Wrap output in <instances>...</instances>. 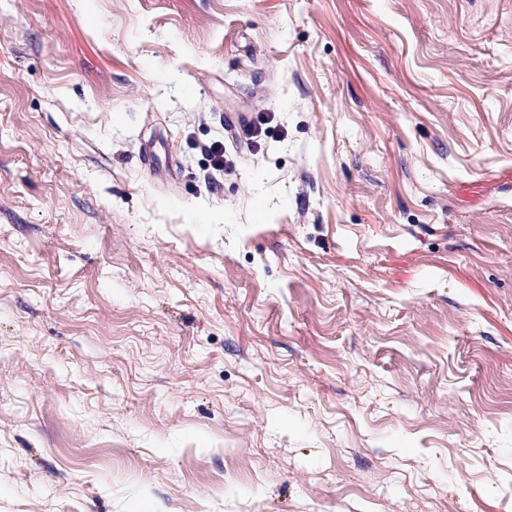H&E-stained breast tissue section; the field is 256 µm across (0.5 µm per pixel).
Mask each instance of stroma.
Returning a JSON list of instances; mask_svg holds the SVG:
<instances>
[{
    "label": "stroma",
    "instance_id": "obj_1",
    "mask_svg": "<svg viewBox=\"0 0 512 512\" xmlns=\"http://www.w3.org/2000/svg\"><path fill=\"white\" fill-rule=\"evenodd\" d=\"M0 512H512V0H0Z\"/></svg>",
    "mask_w": 512,
    "mask_h": 512
}]
</instances>
